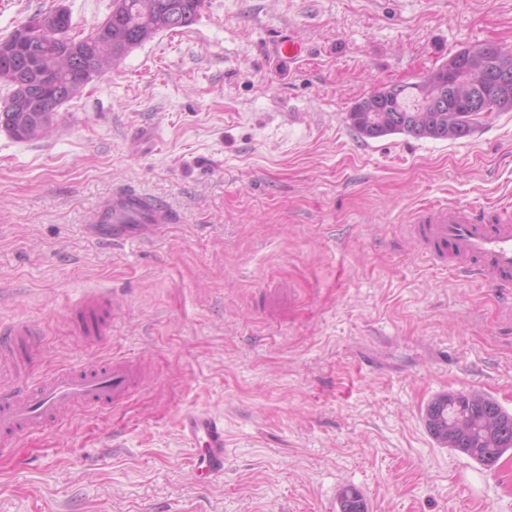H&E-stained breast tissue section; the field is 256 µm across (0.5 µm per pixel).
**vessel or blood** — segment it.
I'll use <instances>...</instances> for the list:
<instances>
[{"label": "vessel or blood", "instance_id": "vessel-or-blood-1", "mask_svg": "<svg viewBox=\"0 0 512 512\" xmlns=\"http://www.w3.org/2000/svg\"><path fill=\"white\" fill-rule=\"evenodd\" d=\"M175 216L164 205L127 189L112 200V238L137 237L139 228H159ZM408 232L435 260L447 251L458 257L457 273L473 276L494 292L512 288V212L491 221L465 204H429ZM112 298L99 293L73 311L83 340L99 343L109 334ZM38 331L17 321L0 328V456L15 454L25 438L58 427L81 412L120 411L142 388L146 373L134 357L115 355L104 362L39 371ZM182 436L194 450L195 472L207 480L224 472V422L207 412L189 411L179 419Z\"/></svg>", "mask_w": 512, "mask_h": 512}]
</instances>
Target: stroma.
I'll return each mask as SVG.
<instances>
[{"label":"stroma","instance_id":"35a3bbf8","mask_svg":"<svg viewBox=\"0 0 512 512\" xmlns=\"http://www.w3.org/2000/svg\"><path fill=\"white\" fill-rule=\"evenodd\" d=\"M112 0H0V39L69 10L82 38ZM307 56L279 58L280 41ZM512 48V0H204L56 110L0 127V325L33 324L40 370L140 359L116 415L80 414L0 459V512H512V451L484 466L437 443L436 396L512 413L504 301L405 235L430 201L512 207V112L468 137L363 141L362 97L459 49ZM131 187L176 215L114 243L99 218ZM116 296L106 342L72 330ZM224 421V472L199 485L178 426Z\"/></svg>","mask_w":512,"mask_h":512}]
</instances>
